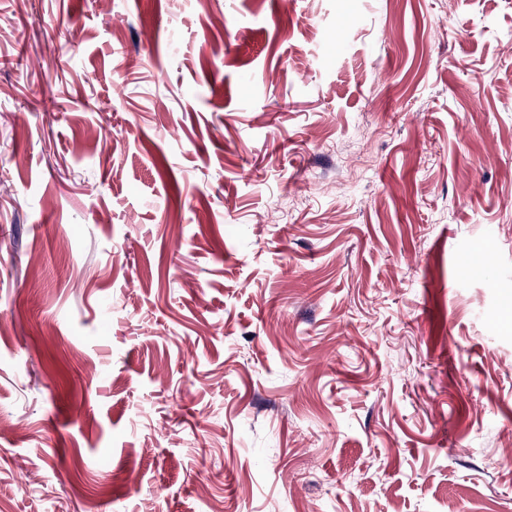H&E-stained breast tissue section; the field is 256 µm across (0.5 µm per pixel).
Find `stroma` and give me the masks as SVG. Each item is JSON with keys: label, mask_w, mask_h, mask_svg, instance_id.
I'll use <instances>...</instances> for the list:
<instances>
[{"label": "stroma", "mask_w": 512, "mask_h": 512, "mask_svg": "<svg viewBox=\"0 0 512 512\" xmlns=\"http://www.w3.org/2000/svg\"><path fill=\"white\" fill-rule=\"evenodd\" d=\"M0 512H512V0H0Z\"/></svg>", "instance_id": "obj_1"}]
</instances>
